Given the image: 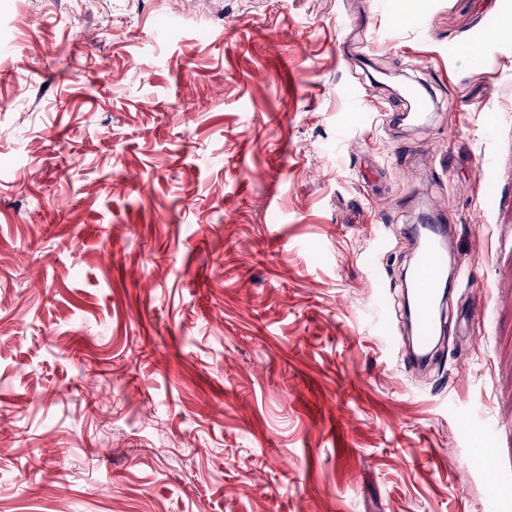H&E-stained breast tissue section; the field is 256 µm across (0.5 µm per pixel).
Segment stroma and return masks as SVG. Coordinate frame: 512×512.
Here are the masks:
<instances>
[{
	"label": "stroma",
	"mask_w": 512,
	"mask_h": 512,
	"mask_svg": "<svg viewBox=\"0 0 512 512\" xmlns=\"http://www.w3.org/2000/svg\"><path fill=\"white\" fill-rule=\"evenodd\" d=\"M68 7L0 0V512H503L512 0ZM428 207L470 333L420 379Z\"/></svg>",
	"instance_id": "1"
}]
</instances>
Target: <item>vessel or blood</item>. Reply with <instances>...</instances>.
<instances>
[{"label":"vessel or blood","instance_id":"obj_1","mask_svg":"<svg viewBox=\"0 0 512 512\" xmlns=\"http://www.w3.org/2000/svg\"><path fill=\"white\" fill-rule=\"evenodd\" d=\"M415 239V254L403 277L406 321L412 344L406 350L411 368L433 366L447 338L443 318L449 288L455 280L448 274V253L454 232L444 224H421L409 228Z\"/></svg>","mask_w":512,"mask_h":512}]
</instances>
